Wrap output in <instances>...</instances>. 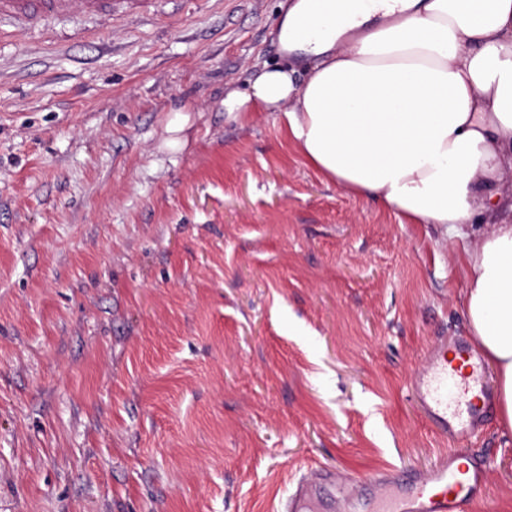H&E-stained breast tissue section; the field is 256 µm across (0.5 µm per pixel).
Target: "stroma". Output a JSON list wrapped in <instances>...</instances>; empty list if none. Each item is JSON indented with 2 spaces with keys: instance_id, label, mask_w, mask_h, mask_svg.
<instances>
[{
  "instance_id": "stroma-1",
  "label": "stroma",
  "mask_w": 512,
  "mask_h": 512,
  "mask_svg": "<svg viewBox=\"0 0 512 512\" xmlns=\"http://www.w3.org/2000/svg\"><path fill=\"white\" fill-rule=\"evenodd\" d=\"M281 2L0 20V512H281L317 470L366 512L360 480L452 448L491 461L472 512H512V434L412 395L470 335L439 229L224 115L285 62Z\"/></svg>"
}]
</instances>
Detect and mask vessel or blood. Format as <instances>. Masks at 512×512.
<instances>
[{
  "label": "vessel or blood",
  "mask_w": 512,
  "mask_h": 512,
  "mask_svg": "<svg viewBox=\"0 0 512 512\" xmlns=\"http://www.w3.org/2000/svg\"><path fill=\"white\" fill-rule=\"evenodd\" d=\"M112 0H0V17L13 19L19 34H29L35 23L58 14L108 13ZM447 346L432 350L422 370L412 379L415 395L424 403L427 415L441 432L466 437L474 434L490 417L488 406L470 402L473 393H483L484 370L477 353L459 345L457 361L468 362L471 370L459 376L457 362H449ZM458 451H449L446 460L424 472L393 468L372 475L371 512H464L465 505L484 484L487 467L473 460L466 476H459ZM336 498V482L323 476L304 484L286 504V512H331Z\"/></svg>",
  "instance_id": "b4317fda"
}]
</instances>
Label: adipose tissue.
Instances as JSON below:
<instances>
[{
  "mask_svg": "<svg viewBox=\"0 0 512 512\" xmlns=\"http://www.w3.org/2000/svg\"><path fill=\"white\" fill-rule=\"evenodd\" d=\"M278 41L305 54L303 81L267 68L225 93L226 116L284 118L326 180L440 228L512 431V201L496 192L512 164V0H293Z\"/></svg>",
  "mask_w": 512,
  "mask_h": 512,
  "instance_id": "obj_1",
  "label": "adipose tissue"
}]
</instances>
